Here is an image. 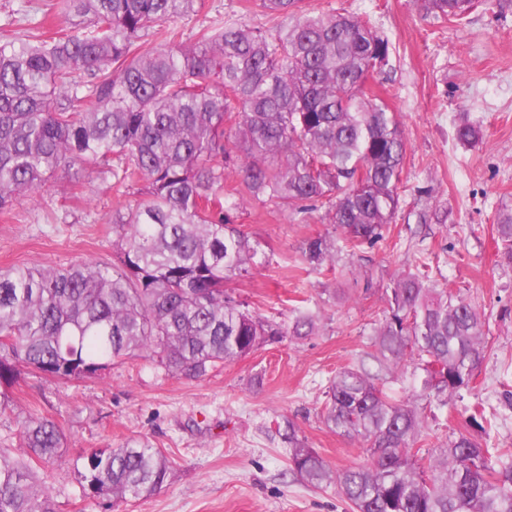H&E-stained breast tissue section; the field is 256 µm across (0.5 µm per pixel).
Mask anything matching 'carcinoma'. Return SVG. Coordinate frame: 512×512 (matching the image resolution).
I'll use <instances>...</instances> for the list:
<instances>
[{"mask_svg":"<svg viewBox=\"0 0 512 512\" xmlns=\"http://www.w3.org/2000/svg\"><path fill=\"white\" fill-rule=\"evenodd\" d=\"M302 0H259L271 24L227 20L183 40L175 22L198 0H55L24 5L0 40V210L34 199L72 172L144 196L112 217L118 262L40 263L0 271V413L28 369L57 380L92 377L114 359L146 354L188 379L242 358L267 339L313 334L298 312L288 329L253 316L224 290L257 250L232 213L266 197L292 219L327 207L337 237L302 247L315 267L384 238L400 205L406 142L375 91L390 44L369 22ZM425 15L461 22L473 0H421ZM288 19L284 26L276 22ZM242 188L224 201L230 175ZM497 254L512 264V207L495 213ZM389 315L371 350L336 374L323 410L336 434L369 449L366 465L333 471L288 426L291 471L336 482L353 512H512V450L459 434L419 455L425 415L390 401L382 373L423 371L426 397L469 388L486 349L480 306L402 271L386 288ZM64 433L27 416L16 448H0V512H57L35 466L55 460ZM84 496H150L172 461L148 441L80 456Z\"/></svg>","mask_w":512,"mask_h":512,"instance_id":"obj_1","label":"carcinoma"}]
</instances>
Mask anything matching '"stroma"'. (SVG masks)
<instances>
[{
    "instance_id": "35a3bbf8",
    "label": "stroma",
    "mask_w": 512,
    "mask_h": 512,
    "mask_svg": "<svg viewBox=\"0 0 512 512\" xmlns=\"http://www.w3.org/2000/svg\"><path fill=\"white\" fill-rule=\"evenodd\" d=\"M304 3L369 17L391 43L387 100L407 144L395 221L374 246L316 268L301 250L329 230L324 209L304 223L265 198L235 211L257 255L227 292L285 325L296 309L313 311L318 328L305 339L263 344L196 379L167 374L144 356L116 359L80 380L23 372L13 406L0 413V443L18 444L25 416L60 423L66 444L38 474L60 512H349L335 484L311 487L292 472L285 433L295 429L331 469L367 463L362 444L330 430L321 412L336 373L367 351L388 310L386 288L405 268L475 300L489 325L474 383L427 416L425 449L437 452L461 433L512 448V268L501 265L492 242L496 210L512 206V8L477 0L457 23L424 15L417 0ZM217 18L263 21L247 0H201L181 22L185 36ZM466 121L481 132L471 145L455 136ZM131 200L98 180L49 181L41 198H20L0 212V269L112 262V217ZM384 391L396 403L422 404L414 362L401 363ZM140 439L171 459L167 484L114 505L83 498L74 472L80 451Z\"/></svg>"
}]
</instances>
